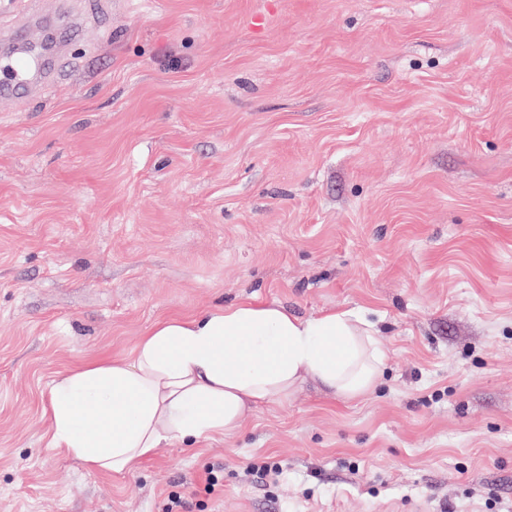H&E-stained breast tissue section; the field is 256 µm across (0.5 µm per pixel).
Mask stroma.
<instances>
[{"label": "stroma", "mask_w": 512, "mask_h": 512, "mask_svg": "<svg viewBox=\"0 0 512 512\" xmlns=\"http://www.w3.org/2000/svg\"><path fill=\"white\" fill-rule=\"evenodd\" d=\"M66 2L0 100V512H512V0ZM246 296L363 316L378 383L123 477L48 448L57 374Z\"/></svg>", "instance_id": "35a3bbf8"}]
</instances>
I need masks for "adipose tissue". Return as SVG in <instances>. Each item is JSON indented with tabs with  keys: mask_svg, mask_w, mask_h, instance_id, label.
<instances>
[{
	"mask_svg": "<svg viewBox=\"0 0 512 512\" xmlns=\"http://www.w3.org/2000/svg\"><path fill=\"white\" fill-rule=\"evenodd\" d=\"M384 352L372 325L347 311L302 319L253 298L154 323L130 356L94 358L49 387V445L104 475L124 476L170 442L235 435L261 405L306 379L363 396Z\"/></svg>",
	"mask_w": 512,
	"mask_h": 512,
	"instance_id": "adipose-tissue-1",
	"label": "adipose tissue"
}]
</instances>
